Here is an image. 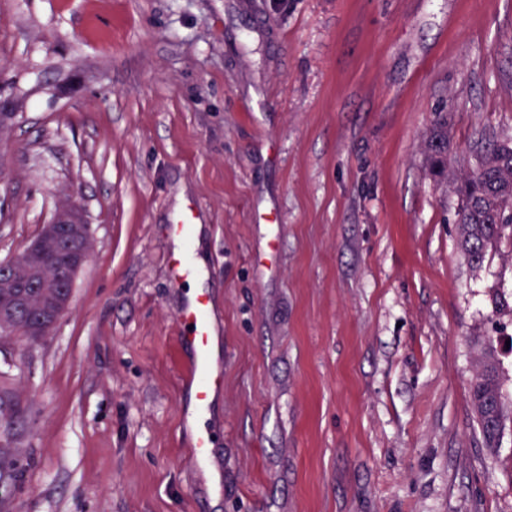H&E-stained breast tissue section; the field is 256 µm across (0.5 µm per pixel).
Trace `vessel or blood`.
I'll list each match as a JSON object with an SVG mask.
<instances>
[{"instance_id": "b4317fda", "label": "vessel or blood", "mask_w": 512, "mask_h": 512, "mask_svg": "<svg viewBox=\"0 0 512 512\" xmlns=\"http://www.w3.org/2000/svg\"><path fill=\"white\" fill-rule=\"evenodd\" d=\"M198 220L196 209L177 211L169 226L168 234L178 246L168 257L171 276L181 282L198 276L199 267L192 260L186 243ZM213 303L208 289H196L185 302L177 316L179 339L189 346L193 359L188 372L193 379L192 403L186 418L193 427V456L199 465H206L215 444L214 434L207 423V416L214 395L224 387V372L221 364L224 355L215 341Z\"/></svg>"}]
</instances>
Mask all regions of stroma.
<instances>
[{"label": "stroma", "mask_w": 512, "mask_h": 512, "mask_svg": "<svg viewBox=\"0 0 512 512\" xmlns=\"http://www.w3.org/2000/svg\"><path fill=\"white\" fill-rule=\"evenodd\" d=\"M0 99V262L63 204L93 241L51 333L0 338V512H512V422L487 450L468 395L476 336L512 390V261H464L423 153L438 110L458 153L512 137V0H0ZM189 203L219 496L167 264ZM198 213L195 208H187L177 211L170 224L168 234L174 241L186 244L190 234L197 224ZM212 315L213 303L208 289L198 288L177 316L179 340L189 346L193 353L188 372L194 387L186 418L193 426V456L201 466L208 464L215 444L214 434L207 424L212 399L224 389V371L221 367L224 350H217Z\"/></svg>", "instance_id": "1"}]
</instances>
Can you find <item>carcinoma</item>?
I'll return each instance as SVG.
<instances>
[{
    "label": "carcinoma",
    "instance_id": "carcinoma-1",
    "mask_svg": "<svg viewBox=\"0 0 512 512\" xmlns=\"http://www.w3.org/2000/svg\"><path fill=\"white\" fill-rule=\"evenodd\" d=\"M425 160L432 179L452 187L457 197L456 224L464 258L474 266L489 250L512 247V138H488L460 159L448 133V113L437 112L425 140ZM28 318L19 314L0 321V336H24ZM478 370L469 383L470 402L485 447H500L506 422L512 420V397L496 339L478 341Z\"/></svg>",
    "mask_w": 512,
    "mask_h": 512
}]
</instances>
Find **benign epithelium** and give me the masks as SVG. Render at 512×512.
I'll return each instance as SVG.
<instances>
[{"instance_id": "obj_1", "label": "benign epithelium", "mask_w": 512, "mask_h": 512, "mask_svg": "<svg viewBox=\"0 0 512 512\" xmlns=\"http://www.w3.org/2000/svg\"><path fill=\"white\" fill-rule=\"evenodd\" d=\"M90 227L76 205L58 208L48 223L42 225L38 237L23 251L31 276L16 279L9 275L13 263L0 265V288L4 289L5 311L31 314L29 338L40 339L51 331L68 310L76 275L89 261L88 250H77V262L63 276L51 281L43 272L56 258L74 246L75 238L84 236Z\"/></svg>"}]
</instances>
